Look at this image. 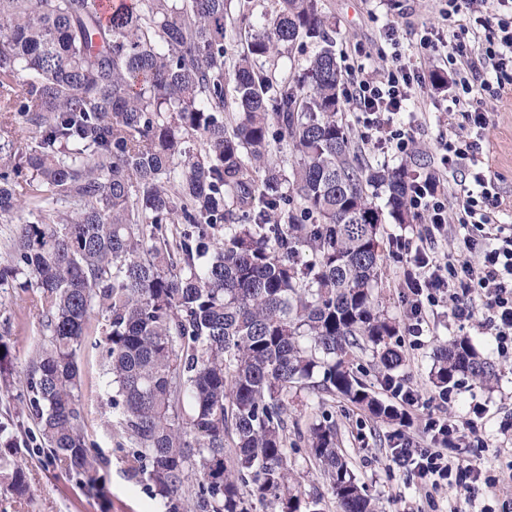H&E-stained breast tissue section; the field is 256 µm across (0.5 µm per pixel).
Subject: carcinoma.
<instances>
[{"label":"carcinoma","instance_id":"cac0c4a2","mask_svg":"<svg viewBox=\"0 0 512 512\" xmlns=\"http://www.w3.org/2000/svg\"><path fill=\"white\" fill-rule=\"evenodd\" d=\"M277 2L259 27L240 4L247 51L229 65L226 0H128L107 20L98 0H0V223L20 222L0 287L31 292L45 331L19 401L90 495L108 461L83 429L77 359L99 310L128 472L163 512H379L326 413L292 443L288 406L308 390L318 410L339 398L406 422L354 365L371 353L382 386L404 366L366 185L405 224L407 182L355 164L319 0ZM305 38L320 48L303 68L264 75ZM431 376L443 391L499 372L463 336L435 347ZM301 443L323 492L298 488ZM2 468L23 494L20 462Z\"/></svg>","mask_w":512,"mask_h":512}]
</instances>
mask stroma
Wrapping results in <instances>:
<instances>
[{"label":"stroma","mask_w":512,"mask_h":512,"mask_svg":"<svg viewBox=\"0 0 512 512\" xmlns=\"http://www.w3.org/2000/svg\"><path fill=\"white\" fill-rule=\"evenodd\" d=\"M442 0H320L321 10L331 28L336 57L341 66L364 65L373 69L384 57L395 54L412 62L425 78L421 92L424 100L438 94H452L458 77L444 65L443 51L428 55L417 52V38L422 27L445 32L448 43L473 46L472 34L450 29L440 13ZM399 28L398 44H388L381 36L384 25ZM448 79L445 89L432 86L434 73ZM493 124L484 144L492 171L498 178L501 195L509 208L504 221L512 222V97H503L492 106ZM28 296L15 287L0 288V341L6 342L14 367L10 388H0V422L13 425L20 448L17 458L27 476L28 490L23 496L12 495L0 484V512H160L145 484L131 480L126 472L128 448L119 447L109 436L108 427L118 418L117 410L107 404L105 387L106 352L100 345L102 315H95L89 336L78 364L82 376L79 404L89 441L94 442L109 463L100 471L107 494L102 498L87 496L75 479L65 476L39 450L37 427L28 413L23 412L16 399L34 349L42 340V326L31 310ZM458 336L469 337L483 357L494 362L500 376L493 388H485L462 378L451 385V400L442 409L448 419L471 417L473 407L484 410L482 425L489 446L482 452L470 448L457 449L461 460L477 463L488 474L498 478L495 488H481L476 500L449 491L438 505H430L424 496L409 483L405 473L390 466L386 457L389 439L395 425L374 419L364 411L336 401L326 411L332 416L339 444L352 469L365 483L384 512H480L491 506L493 512H512V442L499 431L502 421L512 419V361L496 350L492 337L483 335L472 324H460L452 319L446 308H438L431 316L420 344L416 349H404L405 364L401 370L405 380L419 392V400L410 413L414 425H421L430 410L431 400L438 390L432 384L430 371L435 346Z\"/></svg>","instance_id":"stroma-1"}]
</instances>
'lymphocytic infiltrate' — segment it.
<instances>
[{
  "label": "lymphocytic infiltrate",
  "instance_id": "f902f5d3",
  "mask_svg": "<svg viewBox=\"0 0 512 512\" xmlns=\"http://www.w3.org/2000/svg\"><path fill=\"white\" fill-rule=\"evenodd\" d=\"M478 0H448L447 16H464L471 29H482L476 49L449 51L446 61L459 75L457 92L445 108L450 133L437 140L436 170L410 177L409 210L418 224L412 237L396 238L397 250L410 269L404 296L406 332L420 339L436 308H448L454 319L477 321L493 336L501 356H512V225L501 219L503 200L483 150L490 123L485 100L512 91V0H496L489 16L479 14ZM348 101L357 114L362 143L405 160L416 152L418 113L412 112L423 78L414 67L392 60L366 70L349 68ZM463 168L461 180L449 182V171ZM456 209H449V200ZM456 233L457 251L439 252L437 244ZM431 445L410 438L390 446L389 459L409 470L425 498L455 489L473 494L477 481L496 486L479 467L462 464L455 448H484L481 426L436 415L427 422Z\"/></svg>",
  "mask_w": 512,
  "mask_h": 512
}]
</instances>
